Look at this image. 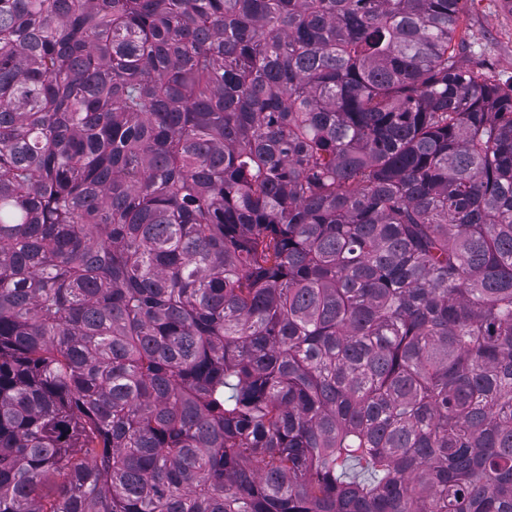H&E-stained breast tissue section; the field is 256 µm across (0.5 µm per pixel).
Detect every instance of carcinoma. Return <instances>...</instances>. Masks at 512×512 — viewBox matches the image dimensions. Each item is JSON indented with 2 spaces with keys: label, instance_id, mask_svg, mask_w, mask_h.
<instances>
[{
  "label": "carcinoma",
  "instance_id": "obj_1",
  "mask_svg": "<svg viewBox=\"0 0 512 512\" xmlns=\"http://www.w3.org/2000/svg\"><path fill=\"white\" fill-rule=\"evenodd\" d=\"M460 3L0 0V512H512Z\"/></svg>",
  "mask_w": 512,
  "mask_h": 512
}]
</instances>
